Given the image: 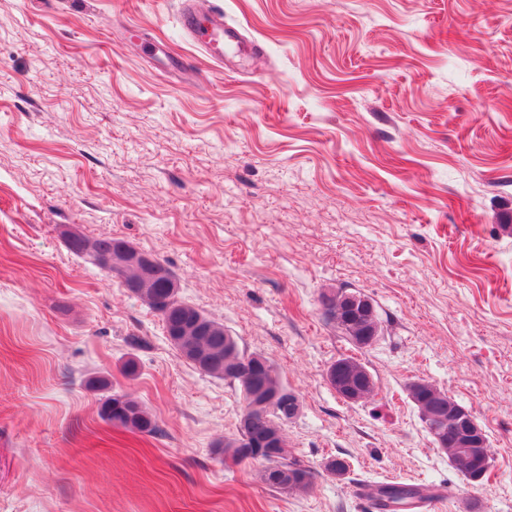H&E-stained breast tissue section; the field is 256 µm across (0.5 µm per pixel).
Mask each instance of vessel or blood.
Here are the masks:
<instances>
[{
  "instance_id": "b4317fda",
  "label": "vessel or blood",
  "mask_w": 512,
  "mask_h": 512,
  "mask_svg": "<svg viewBox=\"0 0 512 512\" xmlns=\"http://www.w3.org/2000/svg\"><path fill=\"white\" fill-rule=\"evenodd\" d=\"M183 30L216 63H223L227 49L245 43L246 36L238 28L225 24L224 14L216 10L208 16L197 12L194 0H182Z\"/></svg>"
}]
</instances>
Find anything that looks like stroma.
I'll return each mask as SVG.
<instances>
[{
  "label": "stroma",
  "instance_id": "stroma-1",
  "mask_svg": "<svg viewBox=\"0 0 512 512\" xmlns=\"http://www.w3.org/2000/svg\"><path fill=\"white\" fill-rule=\"evenodd\" d=\"M199 6L262 54L214 63L178 0H0V512H370L363 488L383 483L512 512V0ZM71 233L165 261L184 301L275 365L308 493L225 460L241 391ZM339 291L375 305L371 346L325 319ZM345 356L369 399L328 383ZM97 376L160 434L104 422ZM419 379L484 431L482 482L433 443ZM348 359L358 363L359 365L364 366L361 362H359L354 357H351V356L341 357V358H338L336 360L334 366L329 371H327L326 377H327L328 381H333L334 379L336 380V387H338L341 390L343 397L347 401L357 403V402L363 401L365 399V390L369 387H372L373 380H372V376L370 375V373L365 371V379H364L362 385H360V386H355L352 384L342 385L341 384V372H342L344 365H343V363L337 362V361L348 360ZM336 392L338 393V395H340V393L338 391H336Z\"/></svg>",
  "mask_w": 512,
  "mask_h": 512
}]
</instances>
